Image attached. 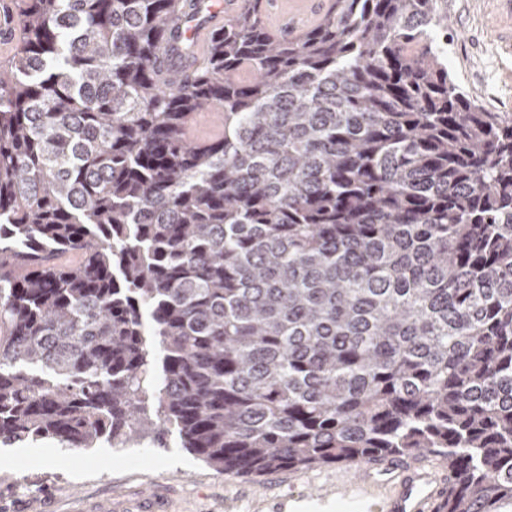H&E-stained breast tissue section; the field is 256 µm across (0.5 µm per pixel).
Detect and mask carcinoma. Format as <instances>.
I'll list each match as a JSON object with an SVG mask.
<instances>
[{"label":"carcinoma","instance_id":"obj_1","mask_svg":"<svg viewBox=\"0 0 512 512\" xmlns=\"http://www.w3.org/2000/svg\"><path fill=\"white\" fill-rule=\"evenodd\" d=\"M13 2L0 446L127 444L151 403L224 474L432 454L436 512H512V115L449 74L448 0L277 35L243 0L176 81L200 0ZM223 123V112H219L217 110L202 112L201 114H198V116H196L190 123L188 136L193 139L203 133L222 130Z\"/></svg>","mask_w":512,"mask_h":512}]
</instances>
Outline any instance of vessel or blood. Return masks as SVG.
Returning <instances> with one entry per match:
<instances>
[{"label":"vessel or blood","instance_id":"vessel-or-blood-1","mask_svg":"<svg viewBox=\"0 0 512 512\" xmlns=\"http://www.w3.org/2000/svg\"><path fill=\"white\" fill-rule=\"evenodd\" d=\"M242 0H222L208 5L193 32V50L204 56L208 35L233 16ZM316 13L312 0H267L268 25L279 30H295L312 23ZM222 112L213 110L198 114L189 125V137L221 130ZM337 486L370 500L378 512H434V507L448 492L450 475L447 466L427 455L413 463L392 461L386 464L348 465L336 475Z\"/></svg>","mask_w":512,"mask_h":512}]
</instances>
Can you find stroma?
Returning <instances> with one entry per match:
<instances>
[{
  "mask_svg": "<svg viewBox=\"0 0 512 512\" xmlns=\"http://www.w3.org/2000/svg\"><path fill=\"white\" fill-rule=\"evenodd\" d=\"M448 70L495 112L512 114V13L502 0H448ZM151 423L127 448L64 449L41 440L0 462V512H90L103 499L160 491L167 512H369L351 492L325 488L327 468L261 477L222 474L182 448L157 442Z\"/></svg>",
  "mask_w": 512,
  "mask_h": 512,
  "instance_id": "35a3bbf8",
  "label": "stroma"
}]
</instances>
